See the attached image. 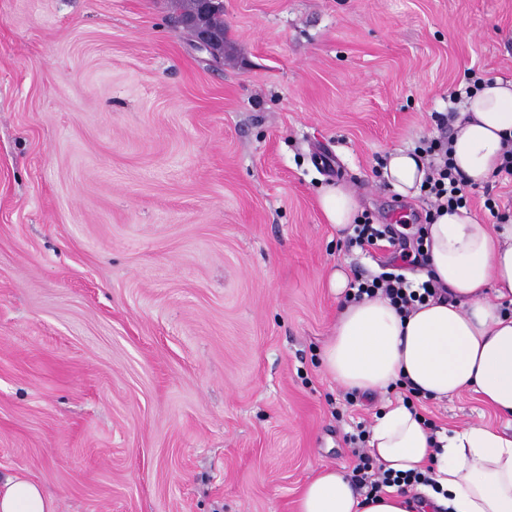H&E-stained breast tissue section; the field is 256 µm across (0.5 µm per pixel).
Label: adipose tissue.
Instances as JSON below:
<instances>
[{
  "label": "adipose tissue",
  "instance_id": "ef3b65f1",
  "mask_svg": "<svg viewBox=\"0 0 512 512\" xmlns=\"http://www.w3.org/2000/svg\"><path fill=\"white\" fill-rule=\"evenodd\" d=\"M450 137L451 157L465 182L480 185L512 144V80L486 81L466 97ZM427 174L411 149L388 153L381 175L397 194L419 195ZM328 224L342 231L359 215L356 194L331 185L319 195ZM433 279L450 296L404 314L389 300L342 302L321 363L340 387L367 396L396 382L441 401L473 393L512 424V224H489L468 208L442 212L424 227ZM368 453L394 472L433 466L435 487L390 488L373 501L346 472L323 467L299 490L295 512H512V431L473 422L431 432L403 401L375 418ZM0 512H55L52 498L22 473L0 476Z\"/></svg>",
  "mask_w": 512,
  "mask_h": 512
}]
</instances>
